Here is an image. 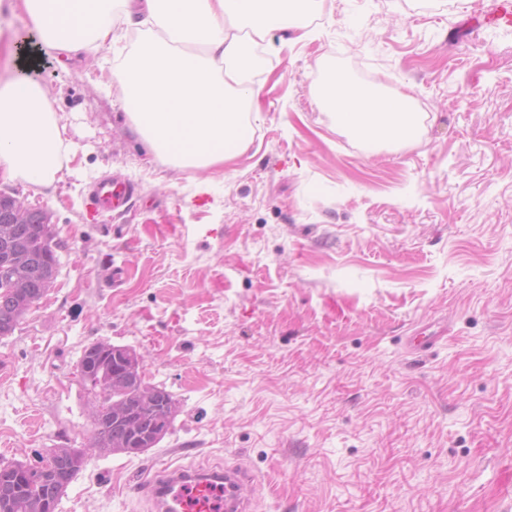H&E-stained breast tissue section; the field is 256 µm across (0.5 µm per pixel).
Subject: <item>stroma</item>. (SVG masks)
<instances>
[{
    "label": "stroma",
    "mask_w": 512,
    "mask_h": 512,
    "mask_svg": "<svg viewBox=\"0 0 512 512\" xmlns=\"http://www.w3.org/2000/svg\"><path fill=\"white\" fill-rule=\"evenodd\" d=\"M502 0H327L262 49L253 142L199 174L145 148L90 72L43 56L76 174L44 191L55 281L0 336V458L88 447L84 349L143 357L177 413L137 455L92 453L57 512H154L137 479L242 466L253 512H512V22ZM30 32L0 8V81ZM411 96L418 140L370 149L316 89ZM114 174L129 206L91 218ZM448 332L431 350L415 332Z\"/></svg>",
    "instance_id": "35a3bbf8"
}]
</instances>
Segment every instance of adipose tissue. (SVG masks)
Wrapping results in <instances>:
<instances>
[{
    "label": "adipose tissue",
    "mask_w": 512,
    "mask_h": 512,
    "mask_svg": "<svg viewBox=\"0 0 512 512\" xmlns=\"http://www.w3.org/2000/svg\"><path fill=\"white\" fill-rule=\"evenodd\" d=\"M38 53L70 57L106 50L103 92L118 102L147 149L176 168L199 171L248 145L256 122L241 109L259 99L250 80L258 47L273 32L324 12L325 0H14ZM145 26L137 51L120 28ZM319 95L338 125L365 143L416 137L407 97L336 73ZM50 90L28 74L0 85V179L49 188L72 155Z\"/></svg>",
    "instance_id": "1"
}]
</instances>
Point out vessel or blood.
I'll return each instance as SVG.
<instances>
[{"instance_id":"1","label":"vessel or blood","mask_w":512,"mask_h":512,"mask_svg":"<svg viewBox=\"0 0 512 512\" xmlns=\"http://www.w3.org/2000/svg\"><path fill=\"white\" fill-rule=\"evenodd\" d=\"M131 193L113 186L111 179L97 182L89 195L90 208L98 214L127 206ZM254 481L249 471L162 469L137 487L153 500L157 512H250L245 490Z\"/></svg>"}]
</instances>
